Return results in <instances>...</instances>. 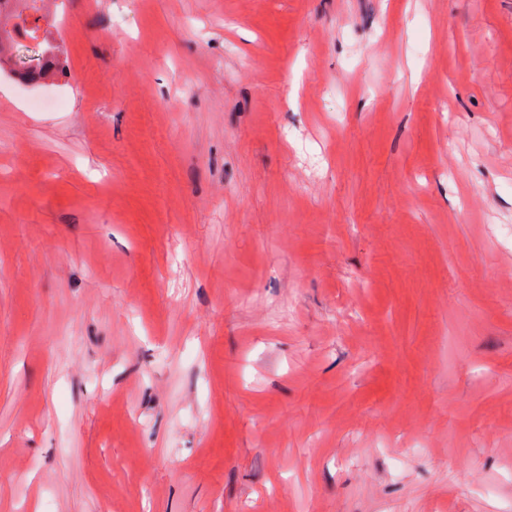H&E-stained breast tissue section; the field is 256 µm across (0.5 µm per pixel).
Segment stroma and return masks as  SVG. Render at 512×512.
I'll use <instances>...</instances> for the list:
<instances>
[{"label":"stroma","instance_id":"obj_1","mask_svg":"<svg viewBox=\"0 0 512 512\" xmlns=\"http://www.w3.org/2000/svg\"><path fill=\"white\" fill-rule=\"evenodd\" d=\"M46 11L0 512H512V0Z\"/></svg>","mask_w":512,"mask_h":512}]
</instances>
